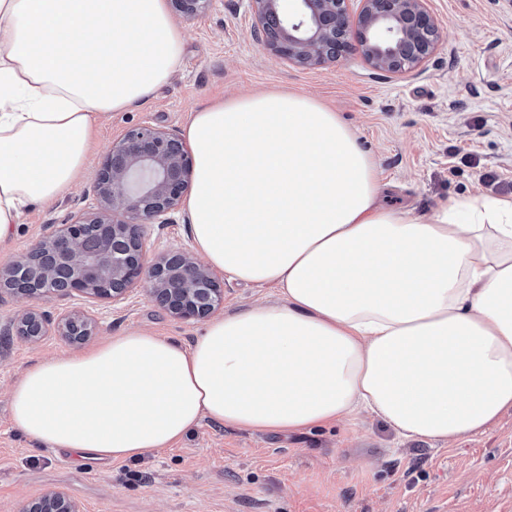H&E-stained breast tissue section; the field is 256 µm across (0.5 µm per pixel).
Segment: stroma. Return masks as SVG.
I'll return each mask as SVG.
<instances>
[{"label":"stroma","instance_id":"stroma-1","mask_svg":"<svg viewBox=\"0 0 512 512\" xmlns=\"http://www.w3.org/2000/svg\"><path fill=\"white\" fill-rule=\"evenodd\" d=\"M441 31L434 54L400 74L373 69L358 47L301 67L251 36L249 0H211L186 33L181 70L146 101L111 113L96 129L78 187L28 212L0 265L18 259L64 215L98 204L96 171L113 141L137 125L182 133L190 112L243 92L310 95L359 136L383 178L385 205L427 216L455 194L512 195V0H429ZM148 258L192 253L177 208L144 230ZM83 310L97 326L87 344L141 328L192 341L202 322L166 313L138 282L124 300L75 294L47 302ZM55 333L0 342V512L59 490L83 512H512V413L453 445L397 436L366 413L320 429L250 432L203 421L181 442L129 461H78L15 430L9 389L43 358L75 352Z\"/></svg>","mask_w":512,"mask_h":512}]
</instances>
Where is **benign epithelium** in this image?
<instances>
[{
	"label": "benign epithelium",
	"instance_id": "7a95c632",
	"mask_svg": "<svg viewBox=\"0 0 512 512\" xmlns=\"http://www.w3.org/2000/svg\"><path fill=\"white\" fill-rule=\"evenodd\" d=\"M251 35L262 48L299 66L336 60L356 38L374 69L401 73L418 67L440 42L429 0H250ZM210 0H171L189 19ZM193 157L181 137L152 126L128 130L97 170L98 207L70 213L13 263L0 267V290L37 301L78 291L91 298L118 301L138 280L161 308L181 319H205L224 301L212 272L191 255L169 253L149 262L142 228L168 223L188 188ZM54 330L67 341L83 342L95 329L80 313L57 320L39 307L23 311L1 336L34 341ZM22 512H81L61 491L30 500Z\"/></svg>",
	"mask_w": 512,
	"mask_h": 512
}]
</instances>
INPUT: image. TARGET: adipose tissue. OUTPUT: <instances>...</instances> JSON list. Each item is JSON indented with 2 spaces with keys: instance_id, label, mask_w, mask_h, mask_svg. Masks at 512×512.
<instances>
[{
  "instance_id": "adipose-tissue-1",
  "label": "adipose tissue",
  "mask_w": 512,
  "mask_h": 512,
  "mask_svg": "<svg viewBox=\"0 0 512 512\" xmlns=\"http://www.w3.org/2000/svg\"><path fill=\"white\" fill-rule=\"evenodd\" d=\"M184 44L166 0H0V241L76 183L100 121L169 82ZM183 135L194 250L279 300L188 346L130 330L39 362L11 388L17 431L129 460L205 420L290 432L361 409L451 444L512 411V196L386 207L354 131L293 91L215 101Z\"/></svg>"
}]
</instances>
